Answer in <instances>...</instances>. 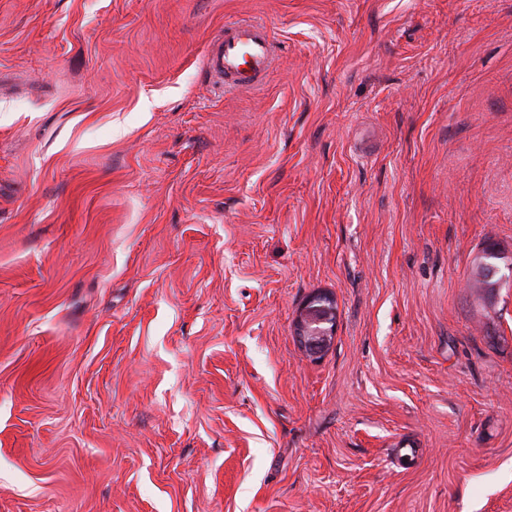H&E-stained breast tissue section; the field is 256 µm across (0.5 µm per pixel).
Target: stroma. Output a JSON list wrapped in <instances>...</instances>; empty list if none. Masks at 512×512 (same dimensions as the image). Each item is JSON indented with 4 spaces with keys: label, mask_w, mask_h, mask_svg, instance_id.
Returning a JSON list of instances; mask_svg holds the SVG:
<instances>
[{
    "label": "stroma",
    "mask_w": 512,
    "mask_h": 512,
    "mask_svg": "<svg viewBox=\"0 0 512 512\" xmlns=\"http://www.w3.org/2000/svg\"><path fill=\"white\" fill-rule=\"evenodd\" d=\"M489 244L512 0H0V512H512ZM277 46L263 22L238 20L224 25L207 49L205 70L210 79L232 90L257 87L275 61ZM334 302V298L327 295L313 296L300 311L295 326V339L309 356L319 357L328 348L330 337L334 335L335 320L328 322L326 315V306L316 304ZM332 324L331 327L326 325Z\"/></svg>",
    "instance_id": "1"
}]
</instances>
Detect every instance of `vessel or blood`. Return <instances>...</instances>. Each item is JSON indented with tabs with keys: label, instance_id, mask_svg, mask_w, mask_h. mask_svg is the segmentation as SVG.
<instances>
[{
	"label": "vessel or blood",
	"instance_id": "1",
	"mask_svg": "<svg viewBox=\"0 0 512 512\" xmlns=\"http://www.w3.org/2000/svg\"><path fill=\"white\" fill-rule=\"evenodd\" d=\"M277 46L263 22L238 20L225 24L207 49L205 70L210 79L232 90L257 87L272 66Z\"/></svg>",
	"mask_w": 512,
	"mask_h": 512
}]
</instances>
